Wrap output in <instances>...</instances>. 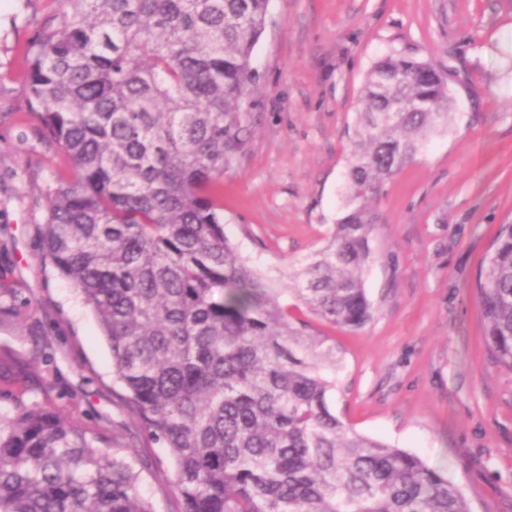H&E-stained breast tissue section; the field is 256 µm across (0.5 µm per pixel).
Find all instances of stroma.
<instances>
[{
  "label": "stroma",
  "instance_id": "1",
  "mask_svg": "<svg viewBox=\"0 0 512 512\" xmlns=\"http://www.w3.org/2000/svg\"><path fill=\"white\" fill-rule=\"evenodd\" d=\"M66 0H0V341L39 359L59 409L150 448L141 494L175 512L169 465L112 382V352L69 282L45 262L49 198L72 176L28 103L27 47ZM400 52L450 73L448 132L386 182L360 330L317 323L340 365L329 402L358 433L448 473L474 512H512V375L489 361L475 285L512 224V0H271L242 144L223 179L228 237L263 267L317 249L344 211L365 76Z\"/></svg>",
  "mask_w": 512,
  "mask_h": 512
}]
</instances>
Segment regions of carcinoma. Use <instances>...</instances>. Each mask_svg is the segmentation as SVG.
I'll list each match as a JSON object with an SVG mask.
<instances>
[{"mask_svg":"<svg viewBox=\"0 0 512 512\" xmlns=\"http://www.w3.org/2000/svg\"><path fill=\"white\" fill-rule=\"evenodd\" d=\"M66 2L28 48L29 102L74 172L50 197L42 246L95 314L139 428L165 448L177 512H472L447 473L331 411L336 346L294 314L346 329L371 319L369 203L448 130L445 75L401 53L372 66L346 214L274 275L226 235L221 183L270 0ZM476 295L487 354L512 374V224ZM31 369L0 344V395L31 392ZM144 465L47 387L0 413V512H154Z\"/></svg>","mask_w":512,"mask_h":512,"instance_id":"1","label":"carcinoma"}]
</instances>
